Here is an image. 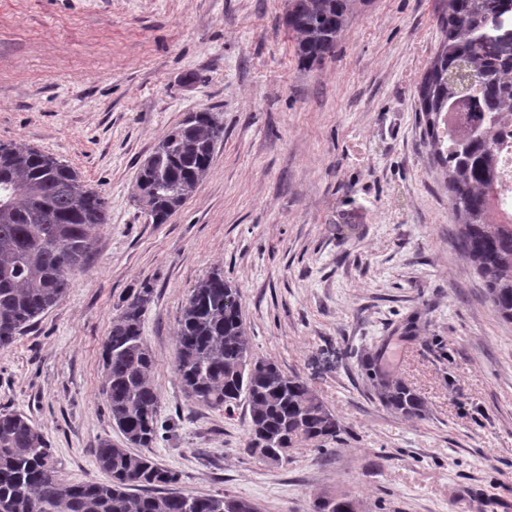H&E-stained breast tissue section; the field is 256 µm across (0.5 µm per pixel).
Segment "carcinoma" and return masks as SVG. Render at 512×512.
<instances>
[{
    "label": "carcinoma",
    "mask_w": 512,
    "mask_h": 512,
    "mask_svg": "<svg viewBox=\"0 0 512 512\" xmlns=\"http://www.w3.org/2000/svg\"><path fill=\"white\" fill-rule=\"evenodd\" d=\"M362 0H288L286 23L308 69L334 56ZM442 38L423 73L417 112L431 159L448 175V195L466 259L497 316L512 323V222L493 223L494 175L507 147L502 128L512 115V44L489 42L512 0H440ZM224 127L214 113H190L139 168L137 201L163 224L210 172ZM108 203L69 165L34 147L0 141V349L64 296L99 231ZM151 288L123 306L103 345L104 391L112 423L125 443L150 448L159 434V398L150 380L154 356L143 336ZM175 372L189 400L230 414L249 410L245 452L280 461L293 444L335 441L336 415L300 375L255 357L241 297L214 269L193 288L176 331ZM252 367L241 369L246 359ZM376 394L388 408L419 418L423 399L369 362ZM106 483L65 482L51 444L21 412H0V512H257L224 496H187L172 488L178 474L150 456L104 438L95 453ZM349 498L318 495L312 512H348Z\"/></svg>",
    "instance_id": "1"
}]
</instances>
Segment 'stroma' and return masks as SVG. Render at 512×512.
I'll return each mask as SVG.
<instances>
[{
  "label": "stroma",
  "instance_id": "obj_1",
  "mask_svg": "<svg viewBox=\"0 0 512 512\" xmlns=\"http://www.w3.org/2000/svg\"><path fill=\"white\" fill-rule=\"evenodd\" d=\"M438 2L363 0L335 56L304 70L287 0H0V141L60 158L110 213L63 298L0 350V409L41 428L59 478L107 479L97 443L124 438L102 346L147 286L165 425L148 454L177 491L260 512H310L325 493L362 512H512V323L462 253L416 114ZM202 110L224 125L210 172L151 223L139 168ZM215 267L240 291L253 355L307 380L340 442H296L272 465L244 451L245 408L188 401L178 319ZM369 358L424 416L380 402Z\"/></svg>",
  "mask_w": 512,
  "mask_h": 512
}]
</instances>
